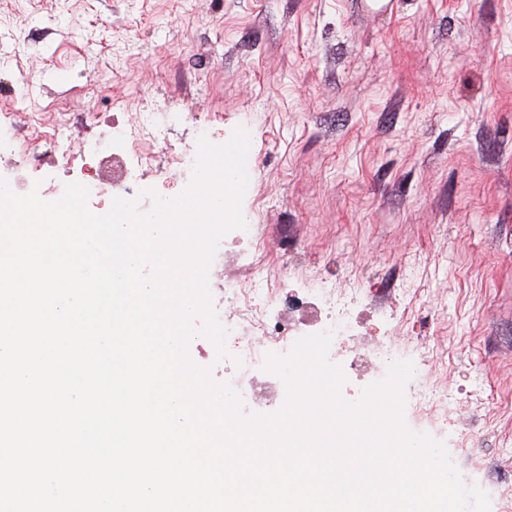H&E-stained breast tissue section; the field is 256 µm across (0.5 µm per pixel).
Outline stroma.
<instances>
[{
	"label": "stroma",
	"instance_id": "35a3bbf8",
	"mask_svg": "<svg viewBox=\"0 0 512 512\" xmlns=\"http://www.w3.org/2000/svg\"><path fill=\"white\" fill-rule=\"evenodd\" d=\"M175 152L250 136L242 209L264 246L279 315L289 295L335 288L356 336L337 356L345 399L370 377L363 344L412 362L406 404L464 482L501 512L512 486V0H0V178L63 114L84 118L68 161L42 159V199L69 183L97 212L118 196L97 159L163 198L190 172L155 139L113 140L143 111ZM25 128L26 141L13 140ZM181 113L167 112L159 116L156 112H144L141 117L139 128L130 132L131 136L143 135L147 131H152L154 126L171 125L179 121Z\"/></svg>",
	"mask_w": 512,
	"mask_h": 512
}]
</instances>
